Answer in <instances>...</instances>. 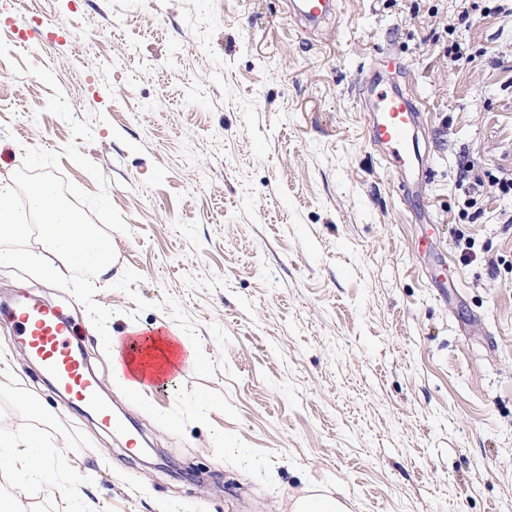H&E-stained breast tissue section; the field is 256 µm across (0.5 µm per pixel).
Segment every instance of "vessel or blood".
<instances>
[{"instance_id":"b4317fda","label":"vessel or blood","mask_w":512,"mask_h":512,"mask_svg":"<svg viewBox=\"0 0 512 512\" xmlns=\"http://www.w3.org/2000/svg\"><path fill=\"white\" fill-rule=\"evenodd\" d=\"M291 15L303 23L325 21L337 11L335 0H289ZM391 62L374 65L363 85L368 139L383 165L395 171L403 190H410L421 172L418 100L394 79ZM13 335L28 357L54 382L68 403L96 409L105 426L115 418L100 403L101 385L94 378L82 354L70 341L71 325L55 309L38 298L18 300L9 312ZM169 331L156 328L150 333L130 332L121 342L127 375L143 385L164 380L176 370V363L161 364L145 356L148 339L168 340Z\"/></svg>"}]
</instances>
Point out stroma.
Here are the masks:
<instances>
[{
	"mask_svg": "<svg viewBox=\"0 0 512 512\" xmlns=\"http://www.w3.org/2000/svg\"><path fill=\"white\" fill-rule=\"evenodd\" d=\"M338 3L306 30L288 0H0V175L43 149L96 192L77 144L128 226L94 296L109 335L164 326L190 348L130 394L69 291L0 267V304L66 316L126 423L65 405L0 315V430L52 440L69 488L2 478L7 512H289L309 490L512 512V197L487 188L512 173V0ZM387 50L421 107L408 201L359 96ZM56 90L92 140L46 112Z\"/></svg>",
	"mask_w": 512,
	"mask_h": 512,
	"instance_id": "1",
	"label": "stroma"
}]
</instances>
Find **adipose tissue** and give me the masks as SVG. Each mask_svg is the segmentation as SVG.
Listing matches in <instances>:
<instances>
[{"label": "adipose tissue", "mask_w": 512, "mask_h": 512, "mask_svg": "<svg viewBox=\"0 0 512 512\" xmlns=\"http://www.w3.org/2000/svg\"><path fill=\"white\" fill-rule=\"evenodd\" d=\"M26 201L40 218L39 241L46 254L67 261L84 256L92 261L99 276L110 273V243L82 229L51 186L43 182L32 184ZM4 467L11 469L23 486L46 482L51 471L65 469L64 464L54 463L46 441L36 432L21 439L0 432V469Z\"/></svg>", "instance_id": "obj_1"}]
</instances>
